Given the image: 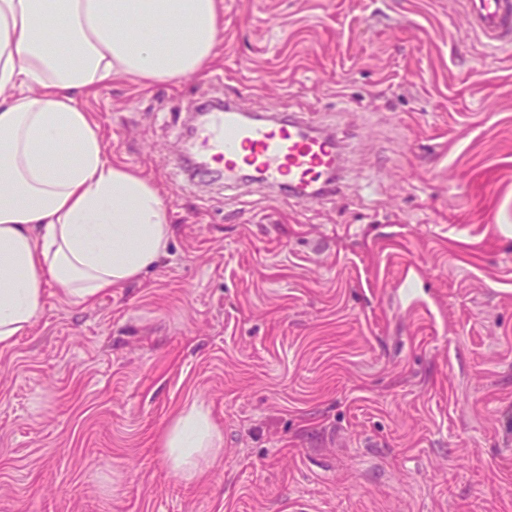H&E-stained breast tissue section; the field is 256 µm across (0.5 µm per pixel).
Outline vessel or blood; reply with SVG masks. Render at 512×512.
<instances>
[{
  "instance_id": "1",
  "label": "vessel or blood",
  "mask_w": 512,
  "mask_h": 512,
  "mask_svg": "<svg viewBox=\"0 0 512 512\" xmlns=\"http://www.w3.org/2000/svg\"><path fill=\"white\" fill-rule=\"evenodd\" d=\"M469 32L490 51L512 49V0H468ZM197 170L221 167L225 186L249 179L299 203L325 198L342 168L341 142L294 114L274 109L245 119L231 100L204 109L191 130Z\"/></svg>"
}]
</instances>
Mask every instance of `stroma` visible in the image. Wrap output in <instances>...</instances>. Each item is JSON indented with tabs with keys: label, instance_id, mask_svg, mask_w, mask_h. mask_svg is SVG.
<instances>
[{
	"label": "stroma",
	"instance_id": "obj_1",
	"mask_svg": "<svg viewBox=\"0 0 512 512\" xmlns=\"http://www.w3.org/2000/svg\"><path fill=\"white\" fill-rule=\"evenodd\" d=\"M223 2L209 70L80 98L168 254L47 286L0 353V512H512V52L464 0ZM227 98L335 131L336 193L194 179L189 109ZM193 400L224 452L188 484L160 437Z\"/></svg>",
	"mask_w": 512,
	"mask_h": 512
}]
</instances>
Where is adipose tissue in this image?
Here are the masks:
<instances>
[{
    "label": "adipose tissue",
    "mask_w": 512,
    "mask_h": 512,
    "mask_svg": "<svg viewBox=\"0 0 512 512\" xmlns=\"http://www.w3.org/2000/svg\"><path fill=\"white\" fill-rule=\"evenodd\" d=\"M223 32L221 0H0V351L40 318L46 282L90 304L167 252L161 189L108 158L78 93L197 74ZM160 446L191 483L224 439L194 401Z\"/></svg>",
    "instance_id": "adipose-tissue-1"
}]
</instances>
